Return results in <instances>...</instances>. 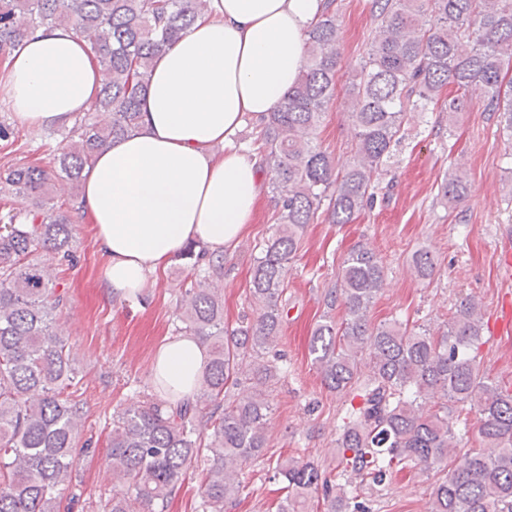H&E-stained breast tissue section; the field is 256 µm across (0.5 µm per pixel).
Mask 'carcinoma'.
I'll return each mask as SVG.
<instances>
[{
	"mask_svg": "<svg viewBox=\"0 0 512 512\" xmlns=\"http://www.w3.org/2000/svg\"><path fill=\"white\" fill-rule=\"evenodd\" d=\"M209 9L210 0H0V64L36 30L72 24L101 66L99 97L67 130V146L0 174V512H72L86 401L56 327L65 291L51 267L74 259L85 166L139 129L153 58ZM372 10L378 24L350 89L352 158L337 169L317 138L341 73L338 9L327 0L307 31L296 85L253 126L277 221L254 258V316L224 323V255L191 265L176 300L177 331L207 349L198 390L176 402L148 397L112 418L108 470L122 490L99 501L98 512H167L193 476L198 512H226L240 498L245 469L268 448L280 380L279 358L268 354L282 332L305 228L321 216L349 224L373 205L411 114L451 117L474 104L494 112L512 159V0H372ZM466 192L454 168L438 196L454 208ZM6 196L28 205L10 207ZM411 264L421 278L436 269L425 248ZM384 281L380 258L357 245L327 294L309 355L330 391L360 402L336 439V467L294 456L276 462V512H311L319 492L325 512H370L363 482L382 486L404 469L437 476L429 512H512V391L481 367L480 303L461 299L437 334L396 317L374 324ZM338 300L339 324L331 314ZM466 410L478 415L480 447L458 454L455 428L466 425Z\"/></svg>",
	"mask_w": 512,
	"mask_h": 512,
	"instance_id": "1",
	"label": "carcinoma"
}]
</instances>
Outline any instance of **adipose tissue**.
<instances>
[{"label":"adipose tissue","mask_w":512,"mask_h":512,"mask_svg":"<svg viewBox=\"0 0 512 512\" xmlns=\"http://www.w3.org/2000/svg\"><path fill=\"white\" fill-rule=\"evenodd\" d=\"M323 0H212L155 60L141 127L83 172L80 200L106 257L104 277L132 297L196 243L221 250L252 220L261 166L239 135L278 109L303 64L305 34ZM99 58L74 27L27 37L0 65V105L33 129L71 124L99 91ZM207 355L194 339L163 343L154 381L192 396Z\"/></svg>","instance_id":"adipose-tissue-1"}]
</instances>
